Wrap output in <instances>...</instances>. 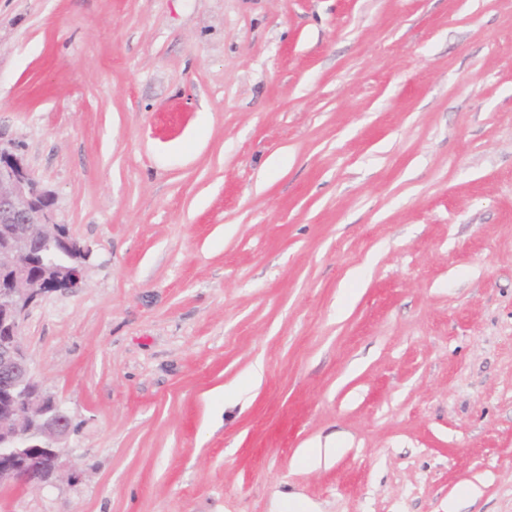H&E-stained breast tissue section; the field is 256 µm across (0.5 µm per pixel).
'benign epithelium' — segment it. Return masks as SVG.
<instances>
[{
    "instance_id": "obj_1",
    "label": "benign epithelium",
    "mask_w": 512,
    "mask_h": 512,
    "mask_svg": "<svg viewBox=\"0 0 512 512\" xmlns=\"http://www.w3.org/2000/svg\"><path fill=\"white\" fill-rule=\"evenodd\" d=\"M0 485L48 486L45 472L66 468L73 449L67 444L71 416L63 403L36 381L21 330L30 309L46 294L80 288L89 253L64 224L55 221L51 204L15 144L0 134ZM55 247L70 253L60 274L35 278L29 270Z\"/></svg>"
}]
</instances>
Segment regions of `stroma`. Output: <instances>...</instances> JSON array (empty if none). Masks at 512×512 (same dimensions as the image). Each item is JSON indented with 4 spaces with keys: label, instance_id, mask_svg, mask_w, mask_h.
Segmentation results:
<instances>
[{
    "label": "stroma",
    "instance_id": "1",
    "mask_svg": "<svg viewBox=\"0 0 512 512\" xmlns=\"http://www.w3.org/2000/svg\"><path fill=\"white\" fill-rule=\"evenodd\" d=\"M0 131L97 253L0 512H512V0H0Z\"/></svg>",
    "mask_w": 512,
    "mask_h": 512
}]
</instances>
